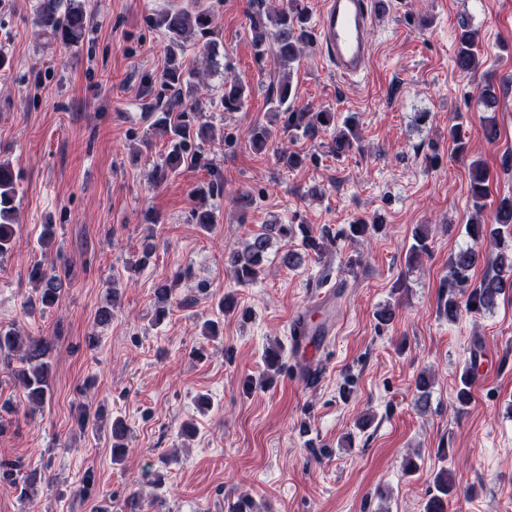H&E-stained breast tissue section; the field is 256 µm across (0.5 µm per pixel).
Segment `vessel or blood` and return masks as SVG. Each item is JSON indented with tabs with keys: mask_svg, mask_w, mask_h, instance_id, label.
Masks as SVG:
<instances>
[{
	"mask_svg": "<svg viewBox=\"0 0 512 512\" xmlns=\"http://www.w3.org/2000/svg\"><path fill=\"white\" fill-rule=\"evenodd\" d=\"M374 7L371 0H324L318 16L316 33L326 61L348 79L365 77L370 63ZM333 291L318 294L308 302V309L291 321L290 363L295 375L311 371L312 362L304 353V339L312 335L309 322L313 309L328 306Z\"/></svg>",
	"mask_w": 512,
	"mask_h": 512,
	"instance_id": "obj_1",
	"label": "vessel or blood"
}]
</instances>
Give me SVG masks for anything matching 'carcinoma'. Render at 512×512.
I'll list each match as a JSON object with an SVG mask.
<instances>
[{
	"label": "carcinoma",
	"instance_id": "carcinoma-1",
	"mask_svg": "<svg viewBox=\"0 0 512 512\" xmlns=\"http://www.w3.org/2000/svg\"><path fill=\"white\" fill-rule=\"evenodd\" d=\"M286 10L254 17L250 20V29L255 33L253 44L258 56L265 54V44L272 42L280 67L291 70L300 58L299 45L310 38L307 29L308 10L304 0H288ZM88 22L83 4L71 2L61 7V0H43L36 11V23L56 42L75 45L81 41ZM157 27L164 29L170 40V51L183 46V40L193 30L205 31L214 23V16L207 10L195 6L170 9L154 18ZM479 63V53L471 33L465 31L459 39L456 66L462 73L474 71ZM166 85H186L189 94H194L195 85L185 79L183 72L171 65L161 76ZM292 88L289 75L281 77L270 94L269 104L275 114H283V132L291 137L310 136L320 130L333 131V152L340 156L360 148V139L350 121L338 125L336 113L330 110L303 112L291 109ZM249 90L238 80L224 81V94L221 101L224 111L241 109L248 98ZM201 113L182 109L178 112H156L151 130L166 137L168 151L164 162L156 167V182L164 181L168 175L185 167H190L200 160L196 142L205 139V127L199 123ZM279 134L272 126L255 124L247 132L249 145L259 151L273 152L279 164L288 169L301 166L305 156L291 152L279 146ZM17 180L13 172L0 164V257L7 254L13 246V223L15 221V198ZM470 195L476 214L483 212L484 200L490 196L489 176L487 170L475 163L470 173ZM467 235L478 243L489 239L495 245H501L505 236L512 237V199L504 198L494 211V223L487 224L478 219L466 226ZM280 238L284 241L301 239L303 251H287L282 261L289 267L300 265L304 258L313 254L320 256L330 242V233L315 235L307 224H266L261 231L252 234L243 245L230 251L227 263L233 279L238 285H247L261 278L265 270L267 253L272 241ZM486 262L489 270L466 297L465 305L471 311L491 309L498 299L512 288V249L499 248L488 255L475 248H466L457 252L450 261V276L443 284L439 301L440 312L455 320L460 312L455 289L467 287L470 273L475 266ZM29 279L37 285L35 302L41 308H51L58 304L68 281L66 275L55 266L46 267L36 263L29 271ZM175 288L161 284L154 290L159 307L155 312V322H162L168 313ZM51 344L44 338L22 337L13 329H0V363L11 366L14 361L21 367L12 370L15 383L21 388L28 405L42 408L51 399L52 378L50 376ZM432 386V377L421 373L416 378L418 402L425 406ZM112 439V463L120 464L127 453L128 429L122 419L112 420L110 428ZM42 483V473L36 469L27 470L16 461H0V484L20 488V493L27 499L34 495ZM436 494L427 504L426 512H444V499L453 489V481L446 469L434 477Z\"/></svg>",
	"mask_w": 512,
	"mask_h": 512
}]
</instances>
